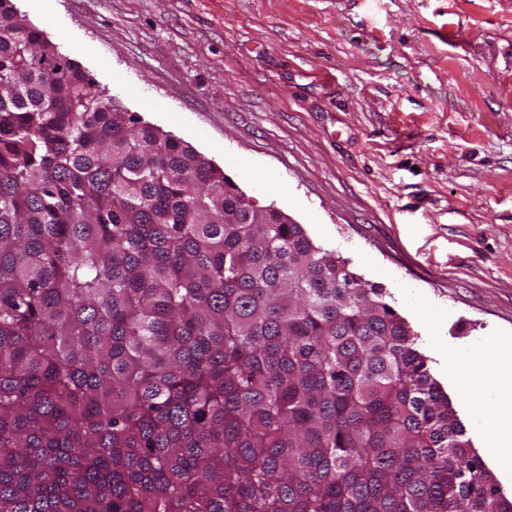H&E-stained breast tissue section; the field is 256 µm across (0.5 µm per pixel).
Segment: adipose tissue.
<instances>
[{"label":"adipose tissue","instance_id":"ef3b65f1","mask_svg":"<svg viewBox=\"0 0 512 512\" xmlns=\"http://www.w3.org/2000/svg\"><path fill=\"white\" fill-rule=\"evenodd\" d=\"M443 366L473 407L489 457L502 470L512 469V347L494 340L476 348H451ZM488 406L494 411L489 419L483 416Z\"/></svg>","mask_w":512,"mask_h":512}]
</instances>
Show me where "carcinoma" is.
I'll return each instance as SVG.
<instances>
[{
  "mask_svg": "<svg viewBox=\"0 0 512 512\" xmlns=\"http://www.w3.org/2000/svg\"><path fill=\"white\" fill-rule=\"evenodd\" d=\"M0 512H512L386 293L0 0Z\"/></svg>",
  "mask_w": 512,
  "mask_h": 512,
  "instance_id": "carcinoma-1",
  "label": "carcinoma"
}]
</instances>
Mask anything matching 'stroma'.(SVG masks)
I'll list each match as a JSON object with an SVG mask.
<instances>
[{
	"instance_id": "stroma-1",
	"label": "stroma",
	"mask_w": 512,
	"mask_h": 512,
	"mask_svg": "<svg viewBox=\"0 0 512 512\" xmlns=\"http://www.w3.org/2000/svg\"><path fill=\"white\" fill-rule=\"evenodd\" d=\"M142 122L383 288L512 336V0H14Z\"/></svg>"
}]
</instances>
